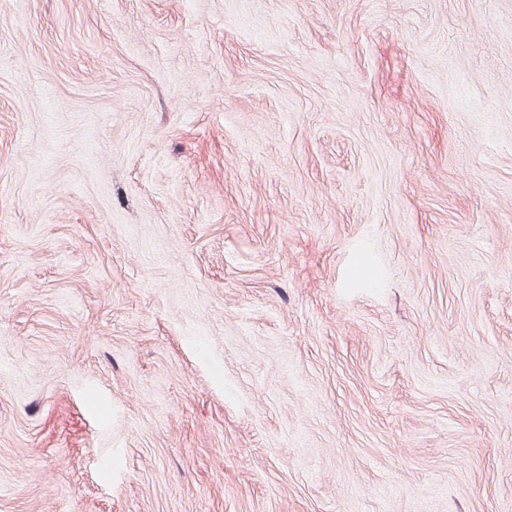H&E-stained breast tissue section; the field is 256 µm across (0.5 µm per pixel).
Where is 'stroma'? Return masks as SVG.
I'll return each mask as SVG.
<instances>
[{"instance_id": "obj_1", "label": "stroma", "mask_w": 512, "mask_h": 512, "mask_svg": "<svg viewBox=\"0 0 512 512\" xmlns=\"http://www.w3.org/2000/svg\"><path fill=\"white\" fill-rule=\"evenodd\" d=\"M0 512H512V0H0Z\"/></svg>"}]
</instances>
